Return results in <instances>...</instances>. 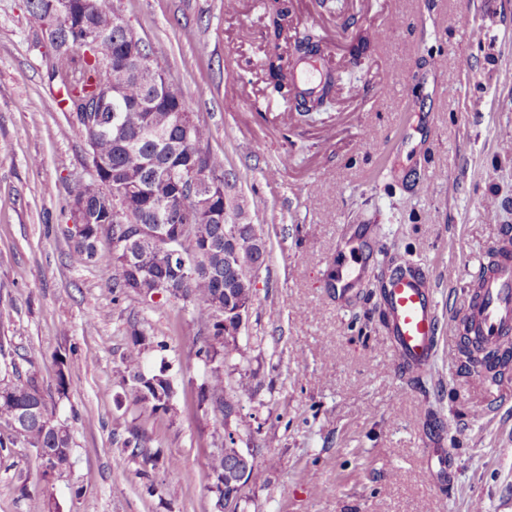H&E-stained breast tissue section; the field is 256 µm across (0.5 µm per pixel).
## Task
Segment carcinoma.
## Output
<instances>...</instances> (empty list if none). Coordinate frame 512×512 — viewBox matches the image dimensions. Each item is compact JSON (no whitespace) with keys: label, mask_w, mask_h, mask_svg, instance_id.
<instances>
[{"label":"carcinoma","mask_w":512,"mask_h":512,"mask_svg":"<svg viewBox=\"0 0 512 512\" xmlns=\"http://www.w3.org/2000/svg\"><path fill=\"white\" fill-rule=\"evenodd\" d=\"M70 8L59 17L58 0H28V11L37 23L55 24L50 32L51 50L47 82L56 88L55 107L69 113L85 138L96 179L74 181L68 187L69 216L79 211L86 224L73 236L70 261L95 263L112 269V292L133 293L153 300L161 284L166 301L191 307L193 320L208 329L196 356L208 368L201 402L211 405L214 420L225 428L221 449L208 460L210 491L224 512H242L243 496L226 497L224 478L237 463L239 448L228 421L241 403L251 399L252 386L244 379L230 383L224 364L247 362L236 344L238 330L233 311L253 301V272L268 255L267 241L255 224H235L241 211L224 169V155L209 149L210 131L198 122L184 130L176 115L191 112L185 91L166 72L150 77L142 72L150 49L138 37L135 52L127 45L122 16L114 0H68ZM288 0H272L266 37L274 46L288 32ZM320 34L313 27L296 32L293 45L298 61L318 56ZM269 85L291 103L297 121L323 105L333 95L335 73L327 71L317 90L302 89L292 67L273 52L267 57ZM197 168L209 170L218 184L201 190L197 202L184 191L183 176ZM133 187L125 206L116 213L112 194ZM180 238L186 256L205 251L189 275H172L167 240ZM151 342L132 329L125 344L118 373L126 401L152 412L171 409L174 394L165 366L145 367ZM0 424L9 429L0 439V452L33 448L39 459L54 455L57 466L70 467L72 437L66 421L46 399L36 377L0 379ZM124 450L141 460L140 475L149 476L159 464V451L147 446L145 433L134 432L123 442ZM272 458L251 466L245 482L264 481Z\"/></svg>","instance_id":"carcinoma-1"}]
</instances>
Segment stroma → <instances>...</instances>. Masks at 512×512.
Returning <instances> with one entry per match:
<instances>
[{
	"label": "stroma",
	"mask_w": 512,
	"mask_h": 512,
	"mask_svg": "<svg viewBox=\"0 0 512 512\" xmlns=\"http://www.w3.org/2000/svg\"><path fill=\"white\" fill-rule=\"evenodd\" d=\"M267 2L114 0L207 123L242 222L267 240L237 338L249 362L224 368L255 388L230 424L238 447L278 461L245 488L246 512H512V369L494 382L461 369L443 325L418 389L375 284L345 304L323 285L337 240L356 231L376 242L375 274L408 261L432 276L440 320L464 309L480 258L512 228V0H293L291 31L315 26L339 76L307 127L266 80ZM349 17L387 31L359 59ZM47 57L26 0H0V367L36 375L73 448L49 480L33 450L0 455V512H220L207 461L221 440L198 404L207 369L190 311L114 298L111 271L69 260L66 186L89 156L50 104ZM133 325L167 346L146 362L169 366L168 413L124 407L114 367ZM132 427L163 459L152 479L122 449ZM437 440L448 473L433 480L424 450Z\"/></svg>",
	"instance_id": "1"
}]
</instances>
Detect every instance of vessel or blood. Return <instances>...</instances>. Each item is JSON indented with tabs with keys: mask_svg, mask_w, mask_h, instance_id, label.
<instances>
[{
	"mask_svg": "<svg viewBox=\"0 0 512 512\" xmlns=\"http://www.w3.org/2000/svg\"><path fill=\"white\" fill-rule=\"evenodd\" d=\"M366 265L332 263L325 283L338 299L354 292ZM386 315L398 363L429 367L436 355L439 318L435 290L426 272L406 267L386 279ZM448 328L495 352L512 338V237L504 236L469 290L462 314H449Z\"/></svg>",
	"mask_w": 512,
	"mask_h": 512,
	"instance_id": "obj_1",
	"label": "vessel or blood"
}]
</instances>
